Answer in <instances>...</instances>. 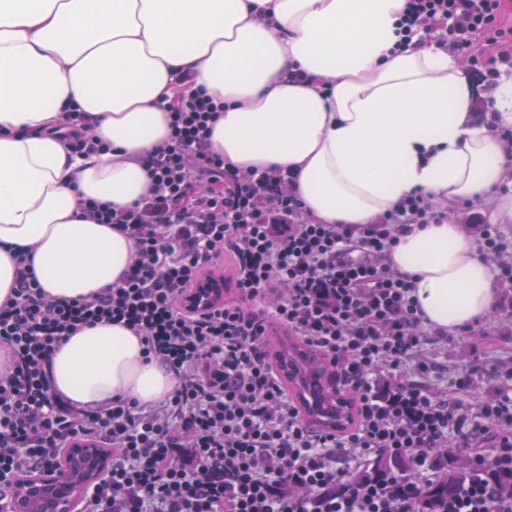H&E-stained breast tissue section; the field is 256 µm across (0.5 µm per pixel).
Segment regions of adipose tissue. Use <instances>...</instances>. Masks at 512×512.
<instances>
[{"mask_svg":"<svg viewBox=\"0 0 512 512\" xmlns=\"http://www.w3.org/2000/svg\"><path fill=\"white\" fill-rule=\"evenodd\" d=\"M406 0H0V303L6 245L31 248L42 287L86 297L132 263V240L77 215L86 196L127 206L147 194L140 158L168 135L180 72L227 106L215 151L241 168L280 165L318 222L370 224L414 190L443 203L494 197L512 223V80L489 124L478 90L437 44L395 50ZM300 69L318 84L291 80ZM79 105L109 151L69 156L63 114ZM390 265L415 282L428 328L453 333L491 314L499 287L455 224H414ZM53 390L79 407L122 394L149 405L173 388L138 336L101 322L56 351Z\"/></svg>","mask_w":512,"mask_h":512,"instance_id":"ef3b65f1","label":"adipose tissue"}]
</instances>
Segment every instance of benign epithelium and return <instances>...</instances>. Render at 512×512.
<instances>
[{"mask_svg":"<svg viewBox=\"0 0 512 512\" xmlns=\"http://www.w3.org/2000/svg\"><path fill=\"white\" fill-rule=\"evenodd\" d=\"M219 281H209L185 298L190 308L219 300ZM112 468V456L90 444L73 443L55 463L15 479L11 512H79L86 490Z\"/></svg>","mask_w":512,"mask_h":512,"instance_id":"7a95c632","label":"benign epithelium"}]
</instances>
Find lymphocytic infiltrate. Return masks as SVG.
<instances>
[{"mask_svg": "<svg viewBox=\"0 0 512 512\" xmlns=\"http://www.w3.org/2000/svg\"><path fill=\"white\" fill-rule=\"evenodd\" d=\"M505 0H407L398 47L437 36L463 57L479 85L512 66ZM480 53H472L473 45ZM223 102L184 75L167 105L169 134L143 159L148 194L123 208L79 198L84 220L133 239L130 267L74 300L49 295L31 251L14 254V293L0 304V503L16 477L41 470L75 441L112 453V469L80 512H424L421 491L449 447L467 449L470 475L444 512H512V393L465 406L469 378L434 392L432 341L414 283L388 255L411 224H441L448 207L414 192L371 224H321L307 212L294 173L241 169L211 149ZM79 106L65 112L75 154L105 145ZM484 260L512 288L498 227L480 230ZM230 277L224 305L189 310L186 293ZM113 321L143 340L146 357L174 380L142 405L118 395L77 407L53 392L51 359L66 337ZM279 327L319 350L353 398L348 434H317L290 404L268 360ZM407 455L413 472H371L374 457Z\"/></svg>", "mask_w": 512, "mask_h": 512, "instance_id": "lymphocytic-infiltrate-1", "label": "lymphocytic infiltrate"}]
</instances>
